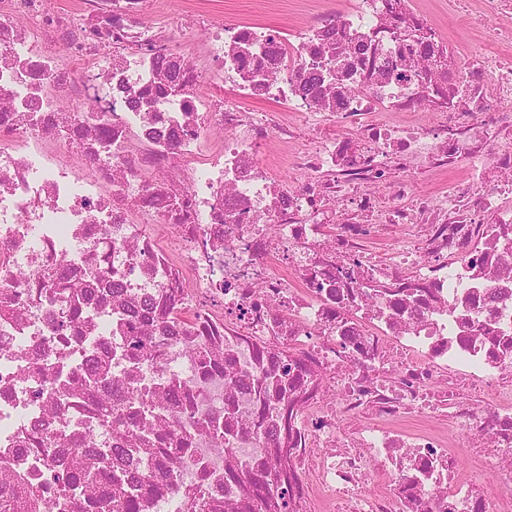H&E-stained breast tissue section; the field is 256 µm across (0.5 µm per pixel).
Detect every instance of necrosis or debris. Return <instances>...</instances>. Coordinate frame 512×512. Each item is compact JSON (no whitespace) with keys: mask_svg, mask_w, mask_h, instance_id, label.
<instances>
[{"mask_svg":"<svg viewBox=\"0 0 512 512\" xmlns=\"http://www.w3.org/2000/svg\"><path fill=\"white\" fill-rule=\"evenodd\" d=\"M158 8L0 0V487L53 512L54 472L120 465L141 512H262L283 474L290 512H512V0L469 52L417 0L195 9L199 56ZM104 405L151 419L156 470ZM254 0H202L201 5L222 19H257L254 13ZM272 1L270 10L265 19L276 21L280 24L285 22L294 24L299 22L303 15L306 13L301 11L305 9L310 1L306 0H270Z\"/></svg>","mask_w":512,"mask_h":512,"instance_id":"necrosis-or-debris-1","label":"necrosis or debris"}]
</instances>
